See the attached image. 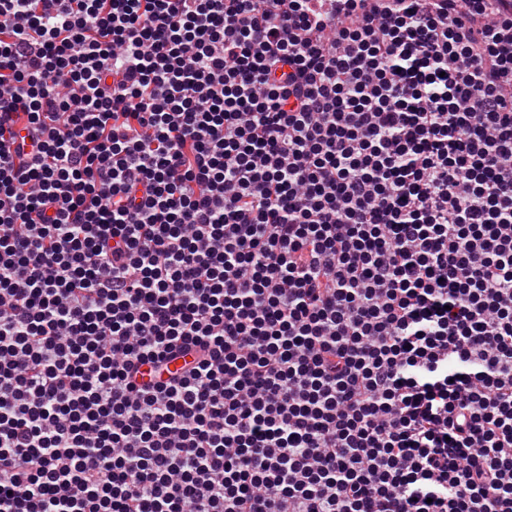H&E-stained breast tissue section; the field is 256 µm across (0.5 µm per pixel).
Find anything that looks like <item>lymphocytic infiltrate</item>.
Segmentation results:
<instances>
[{
	"label": "lymphocytic infiltrate",
	"mask_w": 512,
	"mask_h": 512,
	"mask_svg": "<svg viewBox=\"0 0 512 512\" xmlns=\"http://www.w3.org/2000/svg\"><path fill=\"white\" fill-rule=\"evenodd\" d=\"M0 512H512V0H0Z\"/></svg>",
	"instance_id": "f902f5d3"
}]
</instances>
